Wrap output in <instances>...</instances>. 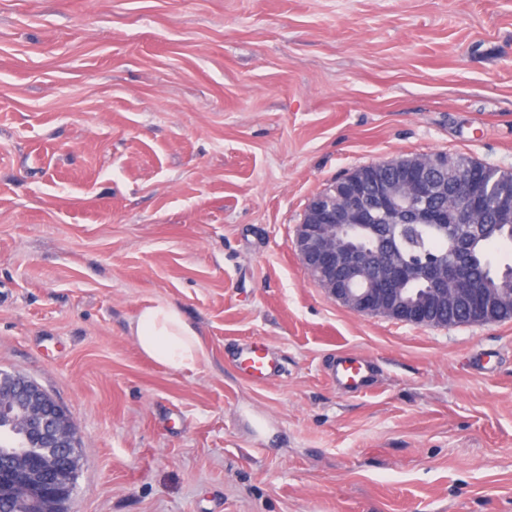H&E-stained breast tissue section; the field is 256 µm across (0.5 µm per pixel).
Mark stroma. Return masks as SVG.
I'll return each mask as SVG.
<instances>
[{
    "mask_svg": "<svg viewBox=\"0 0 512 512\" xmlns=\"http://www.w3.org/2000/svg\"><path fill=\"white\" fill-rule=\"evenodd\" d=\"M434 153L512 170V0H0V369L77 427L68 512H512V320L359 316L292 250ZM151 302L196 371L138 348ZM131 330L138 348L169 369L193 372L207 358L197 331L171 304L157 302L143 306ZM239 368L251 379L266 381L281 370L280 360L263 344L249 342L238 349ZM330 376L337 386L361 390L367 385L369 367L358 357H345L335 365Z\"/></svg>",
    "mask_w": 512,
    "mask_h": 512,
    "instance_id": "1",
    "label": "stroma"
}]
</instances>
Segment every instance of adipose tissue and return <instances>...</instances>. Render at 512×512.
I'll return each mask as SVG.
<instances>
[{"mask_svg":"<svg viewBox=\"0 0 512 512\" xmlns=\"http://www.w3.org/2000/svg\"><path fill=\"white\" fill-rule=\"evenodd\" d=\"M131 330L138 348L167 368L192 372L207 357L197 331L171 304L157 302L143 306Z\"/></svg>","mask_w":512,"mask_h":512,"instance_id":"1","label":"adipose tissue"}]
</instances>
